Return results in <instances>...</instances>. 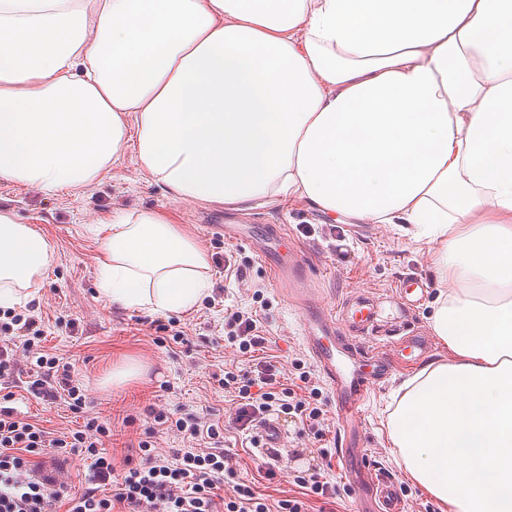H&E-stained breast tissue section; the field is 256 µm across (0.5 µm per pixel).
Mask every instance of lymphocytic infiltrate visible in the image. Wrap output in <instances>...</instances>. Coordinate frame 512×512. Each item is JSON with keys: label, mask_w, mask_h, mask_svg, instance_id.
Listing matches in <instances>:
<instances>
[{"label": "lymphocytic infiltrate", "mask_w": 512, "mask_h": 512, "mask_svg": "<svg viewBox=\"0 0 512 512\" xmlns=\"http://www.w3.org/2000/svg\"><path fill=\"white\" fill-rule=\"evenodd\" d=\"M224 326L225 342L243 355L263 348L260 323L241 311L230 312ZM42 316L4 311L0 314V512H310L306 497L320 501L318 512L335 502L339 489L324 481L320 466L292 469L288 482L302 497L278 500L268 506L254 488L240 482L223 494L225 476L234 475V456L224 446V425L194 413L176 415L149 408L151 431L174 433L184 448L166 455L152 438L139 440L137 458H125L117 470L109 450L111 430L98 416L85 413L86 395L76 383L70 364L45 352ZM27 374V392L45 404H62L84 411L79 428L50 432L12 406L16 378ZM215 379L231 398L234 429L253 431L270 415L299 424L300 435L320 440L326 434L322 392L308 372H300V388L286 386L273 363H257L242 371L225 365ZM82 453L89 462L87 488L70 492L62 471L46 472L43 456ZM120 482H113V474ZM115 483L111 497L97 494L98 486Z\"/></svg>", "instance_id": "obj_1"}]
</instances>
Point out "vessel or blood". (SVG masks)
<instances>
[{
	"instance_id": "vessel-or-blood-1",
	"label": "vessel or blood",
	"mask_w": 512,
	"mask_h": 512,
	"mask_svg": "<svg viewBox=\"0 0 512 512\" xmlns=\"http://www.w3.org/2000/svg\"><path fill=\"white\" fill-rule=\"evenodd\" d=\"M278 233L266 230L264 237H252L242 225L224 227L229 243L247 245L269 268L276 284L294 301L304 302V342L321 374L335 393L336 417L340 424L338 456L345 462L344 474L358 492L356 512H404L398 485L386 476L375 475L361 448L363 408L374 389L385 382L395 367L412 368L430 354L433 343L426 336H399L400 316H382L383 299L361 293L346 299L340 307L328 308L313 296L307 264H287L276 247ZM395 289L399 300L414 306L427 296L428 282L408 275ZM397 337L396 360L377 355L360 345L363 337Z\"/></svg>"
}]
</instances>
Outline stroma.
I'll return each mask as SVG.
<instances>
[{"instance_id": "35a3bbf8", "label": "stroma", "mask_w": 512, "mask_h": 512, "mask_svg": "<svg viewBox=\"0 0 512 512\" xmlns=\"http://www.w3.org/2000/svg\"><path fill=\"white\" fill-rule=\"evenodd\" d=\"M0 211L13 213L17 223L37 228L54 248L55 263L27 308L50 320L46 348L72 363L74 378L86 389L92 411L110 423L116 462H123L131 453V444L151 427L149 405L197 412L209 407L224 420H231L232 405L212 378L226 360L234 358L231 348L222 344L224 314L231 308L256 316L267 339V356L286 368L294 360H302L313 380L320 382L329 431L321 442L306 438L303 448L308 452L320 447L336 450L334 395L302 344L301 312L248 247L225 242L217 229L226 218L222 207L174 198L165 187L144 177L130 147L99 181L54 195L0 181ZM134 211L164 213L205 251L209 290L192 311L150 313L126 309L99 296L96 257L101 230L112 218ZM233 218L236 223L252 225L257 234L263 225H280L281 254H299L317 269L311 285L332 308L354 291L385 292L405 275L422 276L430 285L429 294L412 310L406 327L431 336L430 317L440 285L426 240L415 239L397 224L373 222L359 232L347 218L324 214L306 201L288 196L256 202L234 213ZM228 261L246 271L254 284L252 290L238 289L234 281L226 279L224 264ZM70 319L75 320V327H67ZM171 321L186 331L187 344L166 347L156 343L160 326ZM129 360L146 366V374L122 386L110 383L112 372ZM237 361L240 369L254 367L248 357ZM414 375L411 369L396 370L372 392L364 406L365 452L377 472L397 482L407 512H444L391 453L389 417L399 388ZM13 406L51 430L73 429L81 423L66 407H44L22 390L16 392ZM230 441L237 472L226 478V485L244 480L269 500L288 497L287 477L265 478L263 453L243 446L238 435H231Z\"/></svg>"}]
</instances>
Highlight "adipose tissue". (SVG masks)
Returning <instances> with one entry per match:
<instances>
[{
	"instance_id": "adipose-tissue-1",
	"label": "adipose tissue",
	"mask_w": 512,
	"mask_h": 512,
	"mask_svg": "<svg viewBox=\"0 0 512 512\" xmlns=\"http://www.w3.org/2000/svg\"><path fill=\"white\" fill-rule=\"evenodd\" d=\"M131 143L181 200L413 225L449 357L405 382L392 443L448 512H512V0H0V181L85 186ZM53 260L0 212V308ZM97 267L127 309L208 290L156 212L119 217Z\"/></svg>"
}]
</instances>
